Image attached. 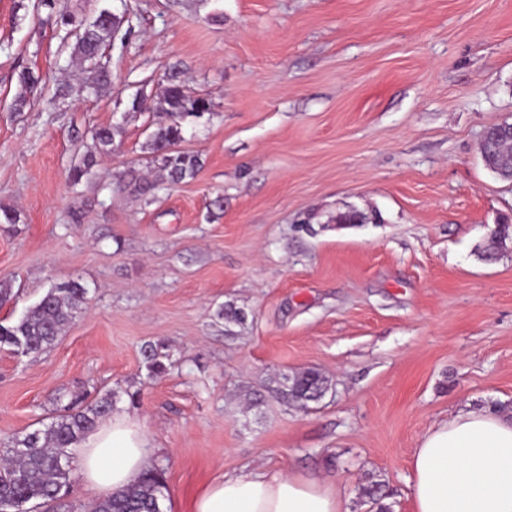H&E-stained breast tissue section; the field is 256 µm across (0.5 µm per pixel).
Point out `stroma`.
Segmentation results:
<instances>
[{"label": "stroma", "mask_w": 512, "mask_h": 512, "mask_svg": "<svg viewBox=\"0 0 512 512\" xmlns=\"http://www.w3.org/2000/svg\"><path fill=\"white\" fill-rule=\"evenodd\" d=\"M135 31L112 95L10 111L18 74L78 85L37 0H0V283L15 322L54 284L87 302L48 349L0 348V445L45 428L58 394L113 397L165 472L167 512L224 475L262 468L334 486L370 512L385 486L413 512L409 462L462 408L512 416V182L484 164L512 119V0H110ZM216 103L186 125L195 175L142 199L162 115L132 112L172 67ZM121 124L91 182L70 185L78 133ZM358 210L364 222L340 224ZM241 312L243 321L231 318ZM165 365L154 374L144 353ZM328 379L308 408L283 376ZM110 185H112V190L128 192L130 195L140 197L154 196L160 188V183L156 181L149 182L140 177L134 167H129L126 171L120 173L115 182L105 185L104 189H110Z\"/></svg>", "instance_id": "35a3bbf8"}]
</instances>
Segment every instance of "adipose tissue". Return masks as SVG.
Wrapping results in <instances>:
<instances>
[{"instance_id":"obj_1","label":"adipose tissue","mask_w":512,"mask_h":512,"mask_svg":"<svg viewBox=\"0 0 512 512\" xmlns=\"http://www.w3.org/2000/svg\"><path fill=\"white\" fill-rule=\"evenodd\" d=\"M151 464L140 427L116 412L80 443L76 467L101 494L134 485ZM414 512H512V420L458 410L423 435L411 459ZM191 512H341L327 484L283 473L227 475L206 487Z\"/></svg>"}]
</instances>
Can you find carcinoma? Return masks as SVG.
Here are the masks:
<instances>
[{"label": "carcinoma", "mask_w": 512, "mask_h": 512, "mask_svg": "<svg viewBox=\"0 0 512 512\" xmlns=\"http://www.w3.org/2000/svg\"><path fill=\"white\" fill-rule=\"evenodd\" d=\"M46 10L41 22L56 27L60 53L67 54V64H77L84 74L82 90L101 96L112 89L110 52L115 42L126 44L134 31L132 14L128 10L114 12L110 7L94 3L88 11L75 14L66 9L62 0H39L36 10ZM20 92L12 109L23 112L31 107V95L38 89L41 77L30 70L19 75ZM133 112H159L169 122L159 125L150 136L151 162L166 172L165 181L177 184L194 176L197 156L181 148L185 141L183 122L199 119L215 111L207 96L191 92L173 69L161 92L152 99L135 94L130 101ZM504 125L491 130L493 140L481 144L485 165L493 171L512 168V136L502 134ZM121 125L96 126L85 142L81 160L69 172L71 182L78 184L94 175L97 158L114 147ZM160 183L144 180L133 167L120 173L112 189L131 195H155ZM512 239V226L500 224L491 236V247L484 257L495 256L492 247ZM87 300V289L77 282L54 286L21 319L13 324H0V346L7 345L17 355H28L50 347L62 335L76 313ZM283 397L306 407L320 400L329 389L328 380L316 370H306L284 376ZM59 413L44 429L36 430L0 448V512H27L26 505L49 506L62 501L70 493V455L82 438L112 409V396L105 395L93 402L83 394L66 393L57 397ZM167 491L163 470L152 465L140 481L86 507V512H165ZM377 512H390L384 503L387 494L382 485L372 482L363 488Z\"/></svg>", "instance_id": "1"}]
</instances>
